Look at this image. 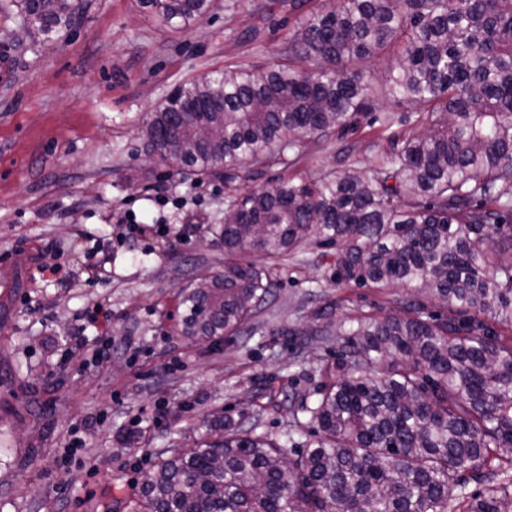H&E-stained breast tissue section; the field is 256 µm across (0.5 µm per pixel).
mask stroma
Instances as JSON below:
<instances>
[{
	"mask_svg": "<svg viewBox=\"0 0 512 512\" xmlns=\"http://www.w3.org/2000/svg\"><path fill=\"white\" fill-rule=\"evenodd\" d=\"M66 38H29L0 6V512H138L142 478L167 450L212 439L226 420L277 438L287 457L313 444L296 429L336 376L340 319L385 316L408 288L336 282L332 251L310 244L272 270L274 296L241 333L182 336L178 291L224 268L223 179L168 173L140 127L180 83L228 65H273L326 0H212L186 30L139 0H81ZM390 128L305 136L268 179L378 165L414 129V105L380 99ZM178 201L159 206L157 190ZM152 233L130 232L128 213ZM105 269L87 283L85 257ZM67 271L57 280L48 270ZM108 310L82 327L85 311ZM110 340L90 364L74 335ZM141 428H134V421ZM83 446L67 452L72 433Z\"/></svg>",
	"mask_w": 512,
	"mask_h": 512,
	"instance_id": "35a3bbf8",
	"label": "stroma"
}]
</instances>
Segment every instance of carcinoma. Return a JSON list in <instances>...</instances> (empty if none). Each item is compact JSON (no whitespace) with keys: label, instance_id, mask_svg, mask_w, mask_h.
I'll return each instance as SVG.
<instances>
[{"label":"carcinoma","instance_id":"1","mask_svg":"<svg viewBox=\"0 0 512 512\" xmlns=\"http://www.w3.org/2000/svg\"><path fill=\"white\" fill-rule=\"evenodd\" d=\"M32 39L70 29L75 0H15ZM187 29L210 0H142ZM287 62L187 81L142 126L146 155L233 183L286 165L376 111L359 62L389 57L388 93L422 106L417 131L373 172L344 168L225 198L224 271L182 288L181 333L240 332L272 296L267 269L317 237L336 282L415 289L383 319L340 324L336 379L304 408L318 440L286 458L252 429L171 455L141 485V512H505L466 477L508 476L512 454V0H336L288 44ZM436 302L447 309L429 311ZM379 363L386 369L373 373Z\"/></svg>","mask_w":512,"mask_h":512}]
</instances>
